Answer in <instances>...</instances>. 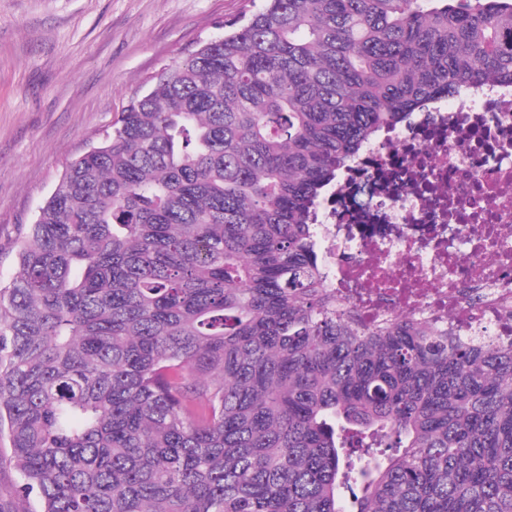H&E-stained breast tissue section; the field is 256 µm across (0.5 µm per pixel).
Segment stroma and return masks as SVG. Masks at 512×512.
Returning <instances> with one entry per match:
<instances>
[{
  "mask_svg": "<svg viewBox=\"0 0 512 512\" xmlns=\"http://www.w3.org/2000/svg\"><path fill=\"white\" fill-rule=\"evenodd\" d=\"M254 0H0V275L65 165Z\"/></svg>",
  "mask_w": 512,
  "mask_h": 512,
  "instance_id": "1",
  "label": "stroma"
}]
</instances>
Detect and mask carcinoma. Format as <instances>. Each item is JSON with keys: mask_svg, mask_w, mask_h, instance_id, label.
Returning <instances> with one entry per match:
<instances>
[{"mask_svg": "<svg viewBox=\"0 0 512 512\" xmlns=\"http://www.w3.org/2000/svg\"><path fill=\"white\" fill-rule=\"evenodd\" d=\"M489 79L512 0H265L160 72L18 229L0 512H512V347L336 308L311 223Z\"/></svg>", "mask_w": 512, "mask_h": 512, "instance_id": "1", "label": "carcinoma"}]
</instances>
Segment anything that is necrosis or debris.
I'll use <instances>...</instances> for the list:
<instances>
[{
	"label": "necrosis or debris",
	"mask_w": 512,
	"mask_h": 512,
	"mask_svg": "<svg viewBox=\"0 0 512 512\" xmlns=\"http://www.w3.org/2000/svg\"><path fill=\"white\" fill-rule=\"evenodd\" d=\"M322 282L365 323L512 344V85L410 113L337 176L315 216Z\"/></svg>",
	"instance_id": "1"
}]
</instances>
